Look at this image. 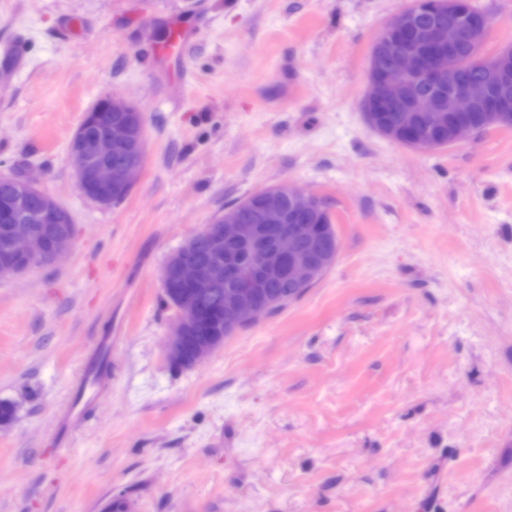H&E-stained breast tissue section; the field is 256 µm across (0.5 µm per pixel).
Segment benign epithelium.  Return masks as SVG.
Segmentation results:
<instances>
[{"instance_id":"benign-epithelium-1","label":"benign epithelium","mask_w":512,"mask_h":512,"mask_svg":"<svg viewBox=\"0 0 512 512\" xmlns=\"http://www.w3.org/2000/svg\"><path fill=\"white\" fill-rule=\"evenodd\" d=\"M437 10L448 13L427 25L406 7L380 33L387 62L369 59L365 90L367 124L382 136L412 149L431 152L439 148L435 127L444 120L442 100L452 112L451 143L459 146L477 135L472 113H480L485 126L496 128L512 120V67L496 53L482 81L446 90L448 68L458 57L463 39L474 45L486 41L492 26L485 13L471 10L467 0H438ZM426 77L436 93L421 95L415 81ZM394 102L401 112L400 127L376 123L374 112ZM144 120L136 106L121 97H106L88 110L70 142L80 192L101 204L135 186L144 166ZM314 194L285 183L283 191L263 197L261 223L223 215L222 223L206 231L212 259L202 264L193 254L197 236H190L168 257L161 275L162 288L172 293L177 317L172 323L168 355L175 365L191 366L224 344V339L268 315L281 304L271 292V282L285 277L306 288L320 280L334 264L338 247L328 243L321 224H309ZM11 227L0 241V280L24 274L38 264L52 263L69 252L75 229L57 232L52 224H70L71 215L34 181L12 183L7 202ZM233 246L225 252L223 244ZM224 285V301L208 315L199 313L198 294ZM215 321L224 336L203 340L188 348V331L202 319Z\"/></svg>"}]
</instances>
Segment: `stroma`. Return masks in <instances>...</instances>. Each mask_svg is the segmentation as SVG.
Segmentation results:
<instances>
[{"label": "stroma", "mask_w": 512, "mask_h": 512, "mask_svg": "<svg viewBox=\"0 0 512 512\" xmlns=\"http://www.w3.org/2000/svg\"><path fill=\"white\" fill-rule=\"evenodd\" d=\"M408 2L0 0V175L75 225L61 261L0 280V512H512V129L420 152L368 127L372 47ZM477 2L484 54L512 45V0ZM176 19L187 36L152 56ZM113 94L146 157L103 206L68 147ZM284 182L326 200L335 264L172 364L167 257ZM98 361L99 401L58 443ZM94 372L95 371H90L89 373H87L86 376H83L81 381L75 388V397L72 401L71 407L60 421V430L63 435H65L69 431V429L73 425H75V423L80 418L84 410L88 408L91 404L90 398L85 400L84 397L85 390L87 387V379Z\"/></svg>", "instance_id": "stroma-1"}]
</instances>
